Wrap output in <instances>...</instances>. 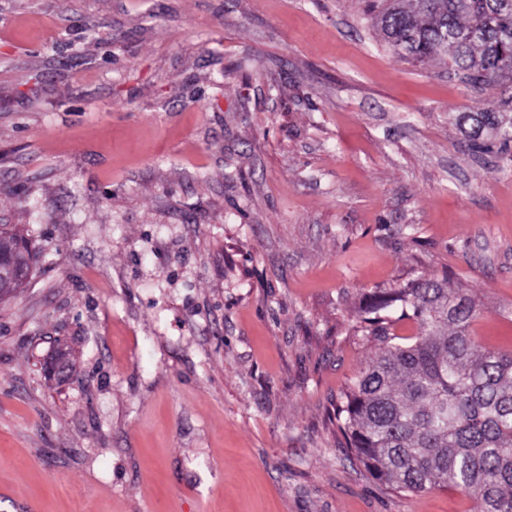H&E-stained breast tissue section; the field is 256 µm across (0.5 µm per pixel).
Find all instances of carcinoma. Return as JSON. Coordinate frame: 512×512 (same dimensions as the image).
Returning <instances> with one entry per match:
<instances>
[{
  "label": "carcinoma",
  "mask_w": 512,
  "mask_h": 512,
  "mask_svg": "<svg viewBox=\"0 0 512 512\" xmlns=\"http://www.w3.org/2000/svg\"><path fill=\"white\" fill-rule=\"evenodd\" d=\"M384 40L400 57L437 59L473 89L501 88L502 112H462L476 145L512 147V0H368ZM15 230L0 227V264L31 266ZM417 334L392 332V312ZM479 316L465 289L432 274L372 293L356 329L378 352L336 403L346 447L382 485L416 494L454 486L474 512H512V352L471 334Z\"/></svg>",
  "instance_id": "cac0c4a2"
}]
</instances>
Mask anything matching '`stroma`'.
<instances>
[{"label":"stroma","instance_id":"obj_1","mask_svg":"<svg viewBox=\"0 0 512 512\" xmlns=\"http://www.w3.org/2000/svg\"><path fill=\"white\" fill-rule=\"evenodd\" d=\"M361 0H0V512H473L397 492L332 419L364 294L449 274L512 351L501 110ZM61 344L68 378H46ZM4 224L0 227V257L1 265L27 266L31 268L32 252L24 238Z\"/></svg>","mask_w":512,"mask_h":512}]
</instances>
